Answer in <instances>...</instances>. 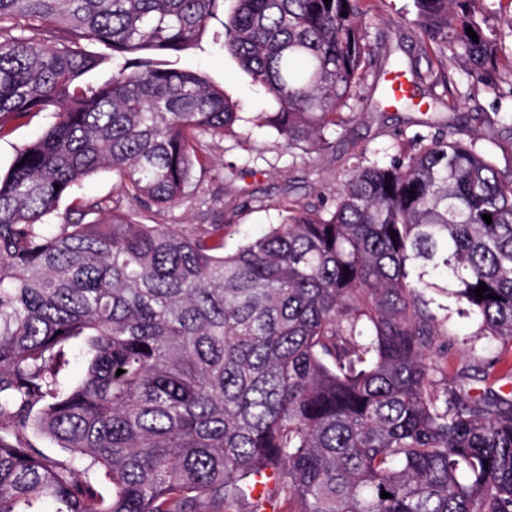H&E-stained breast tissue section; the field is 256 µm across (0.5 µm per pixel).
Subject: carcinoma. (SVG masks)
Returning a JSON list of instances; mask_svg holds the SVG:
<instances>
[{"instance_id":"carcinoma-1","label":"carcinoma","mask_w":512,"mask_h":512,"mask_svg":"<svg viewBox=\"0 0 512 512\" xmlns=\"http://www.w3.org/2000/svg\"><path fill=\"white\" fill-rule=\"evenodd\" d=\"M219 2L0 0V134L52 118L0 178V512H512V170L456 129L418 133L387 163L353 156L331 207L291 203L227 254L222 224L127 212L179 203L242 121L164 60ZM236 2L221 47L278 104L259 126L328 149L378 64L365 0ZM413 4L421 42L512 129V0ZM100 170L126 206L54 223ZM430 291L486 340L449 379Z\"/></svg>"}]
</instances>
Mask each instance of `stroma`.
<instances>
[{
    "label": "stroma",
    "instance_id": "1",
    "mask_svg": "<svg viewBox=\"0 0 512 512\" xmlns=\"http://www.w3.org/2000/svg\"><path fill=\"white\" fill-rule=\"evenodd\" d=\"M365 23L371 43L380 54L399 57L420 72H427L428 58L420 43L414 22L412 0H367ZM235 0H224L218 16L195 46L176 54L178 68L198 72L225 98L244 112L245 122L233 135L212 142L210 153L214 169L195 172L185 198L164 216L135 212L137 221L152 224H178L188 229L198 224L224 227V249L233 251L246 240L277 223L282 205L288 201L332 202L354 152L366 151L369 158L389 161L399 136L427 134L439 127L464 125V140L482 141L490 126L496 125L492 99L485 93L461 100L458 111L420 107L398 110L377 106L375 75H368L352 101L351 121L330 135L331 148L320 154H306L286 148L277 135L256 127L248 120L255 112H272L276 103L253 86L250 76L231 56L225 55L213 38L222 33V23L233 13ZM50 117L42 113L16 124L10 133L0 136V172H7L19 148L39 137ZM114 182L109 172L101 171L85 179L75 197L63 198L58 205L59 219L81 221L76 199L111 201ZM448 307L447 374H454L465 349L482 347L476 337L477 322L458 312L454 298L444 300Z\"/></svg>",
    "mask_w": 512,
    "mask_h": 512
}]
</instances>
